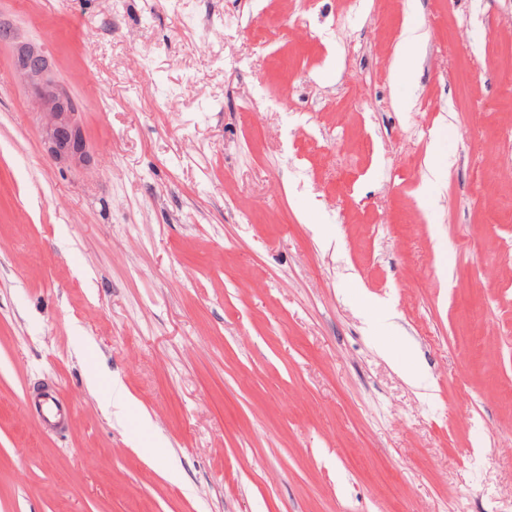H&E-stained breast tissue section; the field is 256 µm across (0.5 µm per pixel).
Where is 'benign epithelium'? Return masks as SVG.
I'll return each mask as SVG.
<instances>
[{"mask_svg": "<svg viewBox=\"0 0 512 512\" xmlns=\"http://www.w3.org/2000/svg\"><path fill=\"white\" fill-rule=\"evenodd\" d=\"M14 27L0 21V42L16 43ZM14 77L38 107L41 141L57 164L83 167L90 164L77 107L56 79L50 56L30 43H16Z\"/></svg>", "mask_w": 512, "mask_h": 512, "instance_id": "7a95c632", "label": "benign epithelium"}]
</instances>
